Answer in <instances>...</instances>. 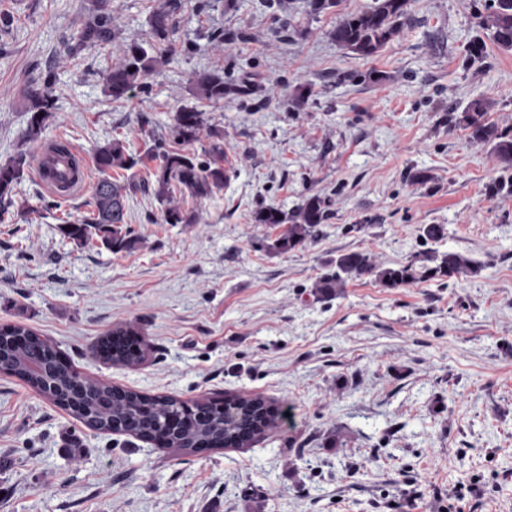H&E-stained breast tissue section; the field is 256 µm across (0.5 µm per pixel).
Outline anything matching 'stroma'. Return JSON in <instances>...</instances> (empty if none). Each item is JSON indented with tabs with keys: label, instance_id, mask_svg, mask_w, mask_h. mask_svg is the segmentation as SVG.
<instances>
[{
	"label": "stroma",
	"instance_id": "obj_1",
	"mask_svg": "<svg viewBox=\"0 0 512 512\" xmlns=\"http://www.w3.org/2000/svg\"><path fill=\"white\" fill-rule=\"evenodd\" d=\"M103 2L118 41L148 39L161 0ZM370 2L313 17L293 0L285 20L263 0H182L169 64L116 102L105 75L118 41L66 50L94 0H0V163L36 154L19 98L34 79L53 76L58 97L41 140L67 139L90 164L107 141L141 153L166 133L195 102L194 72L257 87L251 103L205 109L234 172L213 198L186 200L198 223H162L137 194L130 250L63 238L89 194L56 202L27 167L16 197L31 209L0 221V325L33 328L93 380L186 401L259 395L278 415L250 447L185 456L94 431L0 372V512H446L449 491L473 486L461 512H512V196L489 195L497 158L448 123L484 99L489 122L512 127V50L480 28L483 0H409L397 36L358 56L329 32ZM300 84L312 95L297 108ZM315 194L332 201L320 235L268 250L282 229L254 212ZM427 224L444 237L424 243ZM352 251L419 272L451 251L480 269L403 288L352 278L321 297L317 278ZM128 326L142 362L94 353Z\"/></svg>",
	"mask_w": 512,
	"mask_h": 512
}]
</instances>
